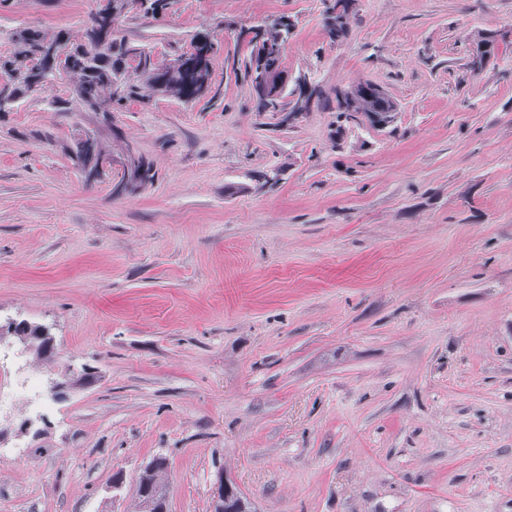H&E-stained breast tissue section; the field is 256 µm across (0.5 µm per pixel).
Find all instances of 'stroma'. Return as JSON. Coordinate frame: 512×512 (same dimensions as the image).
Wrapping results in <instances>:
<instances>
[{"instance_id": "35a3bbf8", "label": "stroma", "mask_w": 512, "mask_h": 512, "mask_svg": "<svg viewBox=\"0 0 512 512\" xmlns=\"http://www.w3.org/2000/svg\"><path fill=\"white\" fill-rule=\"evenodd\" d=\"M328 3L131 8L120 36L160 62L214 36L209 94L0 114V322L100 375L34 417L0 338V512H137L156 456L168 512H212L220 477L256 512H512V0H358L342 41ZM96 8L0 0V55ZM282 16L283 76L323 98L289 123L258 111L238 39ZM367 80L395 131L335 142L328 100ZM90 136L112 154L94 181ZM138 158L151 181L113 194ZM475 44L477 46L476 54H472V58L468 63L469 69L472 72H480L485 67L486 58H491L495 55L497 49L496 38L492 33L478 34Z\"/></svg>"}]
</instances>
